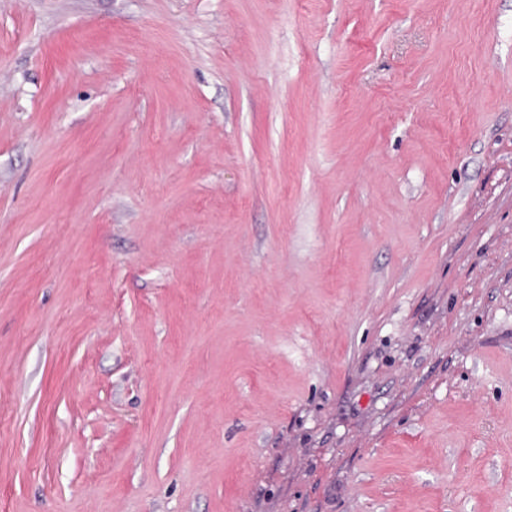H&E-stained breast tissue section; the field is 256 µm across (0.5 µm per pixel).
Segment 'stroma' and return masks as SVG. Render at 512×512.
<instances>
[{
	"label": "stroma",
	"mask_w": 512,
	"mask_h": 512,
	"mask_svg": "<svg viewBox=\"0 0 512 512\" xmlns=\"http://www.w3.org/2000/svg\"><path fill=\"white\" fill-rule=\"evenodd\" d=\"M0 512H512V0H0Z\"/></svg>",
	"instance_id": "obj_1"
}]
</instances>
